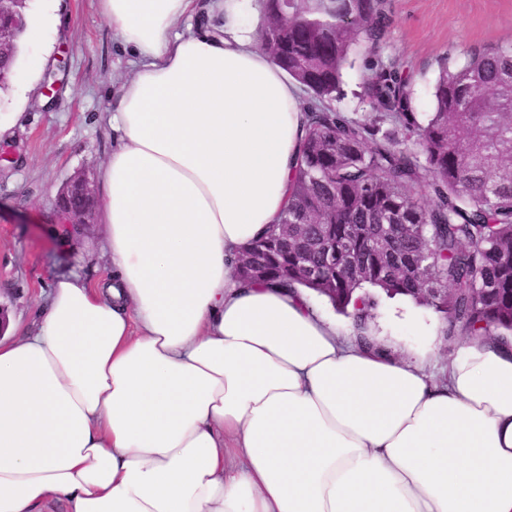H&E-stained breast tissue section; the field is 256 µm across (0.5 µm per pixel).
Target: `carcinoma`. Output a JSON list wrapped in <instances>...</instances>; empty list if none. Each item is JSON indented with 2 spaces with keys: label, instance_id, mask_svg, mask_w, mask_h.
Masks as SVG:
<instances>
[{
  "label": "carcinoma",
  "instance_id": "cac0c4a2",
  "mask_svg": "<svg viewBox=\"0 0 512 512\" xmlns=\"http://www.w3.org/2000/svg\"><path fill=\"white\" fill-rule=\"evenodd\" d=\"M262 13L260 49L308 95L306 135L291 203L236 277L328 298L370 351L383 297L434 308L447 345L490 326L512 335V49L442 66L424 121L411 76L376 64L374 116L360 118L331 102L354 49L384 36L382 0H288L286 24L271 0Z\"/></svg>",
  "mask_w": 512,
  "mask_h": 512
}]
</instances>
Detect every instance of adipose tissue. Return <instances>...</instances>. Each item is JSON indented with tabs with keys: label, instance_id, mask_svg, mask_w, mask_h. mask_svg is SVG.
I'll use <instances>...</instances> for the list:
<instances>
[{
	"label": "adipose tissue",
	"instance_id": "1",
	"mask_svg": "<svg viewBox=\"0 0 512 512\" xmlns=\"http://www.w3.org/2000/svg\"><path fill=\"white\" fill-rule=\"evenodd\" d=\"M130 49L98 176L112 276L54 280L0 341V512H512V340L442 380L363 349L304 292L233 264L277 223L305 137L254 0H98Z\"/></svg>",
	"mask_w": 512,
	"mask_h": 512
}]
</instances>
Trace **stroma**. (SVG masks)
<instances>
[{"label": "stroma", "instance_id": "obj_1", "mask_svg": "<svg viewBox=\"0 0 512 512\" xmlns=\"http://www.w3.org/2000/svg\"><path fill=\"white\" fill-rule=\"evenodd\" d=\"M389 20L385 40L351 55L341 97L333 106L369 116L363 86L373 64H394L412 76L419 116L433 109L442 61L467 50L512 44V0H383ZM130 55L114 40L97 0H57L52 24L39 41L23 40L19 60L0 91V302L8 307L7 335L22 334L43 307L55 277L79 274L97 281L112 267L102 246L105 230L92 213L84 230L61 224L56 197L75 175L96 182L115 146L101 119L116 97ZM434 309L382 299L372 324L390 351L426 348L442 327Z\"/></svg>", "mask_w": 512, "mask_h": 512}]
</instances>
